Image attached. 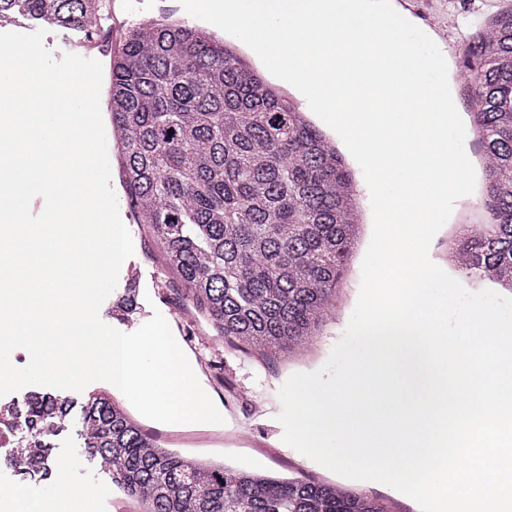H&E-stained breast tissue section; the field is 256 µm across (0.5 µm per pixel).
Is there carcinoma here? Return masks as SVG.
I'll return each instance as SVG.
<instances>
[{"label":"carcinoma","instance_id":"cac0c4a2","mask_svg":"<svg viewBox=\"0 0 512 512\" xmlns=\"http://www.w3.org/2000/svg\"><path fill=\"white\" fill-rule=\"evenodd\" d=\"M107 0H0V19L66 29L104 18ZM474 71V121L485 136L483 206L490 223L456 240L463 276L512 288V9L463 49ZM123 186L198 311L232 344L264 353L308 344L361 238L355 173L327 132L268 84L240 50L180 20L130 28L109 59L107 90ZM126 288L114 312H136ZM15 416L19 473L57 468L53 437L72 425L112 486L145 512H384L331 484L275 479L194 462L160 448L130 414L94 394L78 419L31 392Z\"/></svg>","mask_w":512,"mask_h":512}]
</instances>
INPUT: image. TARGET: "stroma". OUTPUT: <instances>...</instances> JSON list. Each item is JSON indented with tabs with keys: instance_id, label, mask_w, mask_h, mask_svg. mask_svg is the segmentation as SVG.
Segmentation results:
<instances>
[{
	"instance_id": "1",
	"label": "stroma",
	"mask_w": 512,
	"mask_h": 512,
	"mask_svg": "<svg viewBox=\"0 0 512 512\" xmlns=\"http://www.w3.org/2000/svg\"><path fill=\"white\" fill-rule=\"evenodd\" d=\"M421 8L436 24L450 22L471 34L485 17L512 8V0H423ZM133 244L132 260L141 270L161 268L165 300L180 323L175 334L183 349L195 357L200 378L225 419L220 427L175 428L145 418L141 421L144 430L161 447L186 457L222 461L237 468L315 483L337 482V474L306 465L290 447L269 448L265 442L282 409L280 387L293 373L322 367L344 335L360 291L361 259L353 260L319 335L310 341L305 352L262 356L247 347H232L217 336L194 308L179 276L162 269L161 254L146 229H137ZM260 405L266 408V415L257 414ZM52 454L59 466L54 481L31 485L21 476H14L0 484V501L16 503L24 496L40 497L53 492L57 495L56 512H138L135 502L112 493L109 475L97 461L82 457L71 433L56 437Z\"/></svg>"
}]
</instances>
